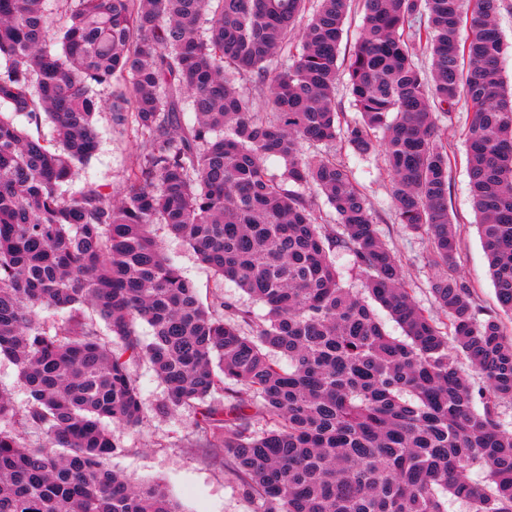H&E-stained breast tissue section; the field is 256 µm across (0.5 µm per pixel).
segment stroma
<instances>
[{"label":"stroma","mask_w":512,"mask_h":512,"mask_svg":"<svg viewBox=\"0 0 512 512\" xmlns=\"http://www.w3.org/2000/svg\"><path fill=\"white\" fill-rule=\"evenodd\" d=\"M469 112L458 104L452 122H440V135L448 148V209L460 240L458 273L476 290L486 309L497 307L488 262L479 237L476 216L466 171L465 128ZM99 148L91 160L81 166L68 185L69 194H77L93 186L110 193L119 190L127 169L139 153L133 132L115 133L109 113L97 118ZM337 157L348 160L354 176L374 203L383 239L400 255L406 265L407 283L417 304L432 309L430 282L435 271L426 260L425 240L397 224L389 196V177L380 156L366 159L352 157L345 142L330 148ZM155 235L167 258L195 286L204 304L233 300L248 303V296L235 283L222 279L199 261L193 250L167 228L156 226ZM250 303V302H249ZM143 403L142 418L137 426L112 430L116 448L107 459L110 469L123 473L132 483L154 481L166 485L183 512H258L238 475L225 466L222 454L202 447L195 432V409L183 408L161 417L156 405L166 389L149 363L139 360L131 364Z\"/></svg>","instance_id":"stroma-1"}]
</instances>
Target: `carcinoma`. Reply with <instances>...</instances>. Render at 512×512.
<instances>
[{
	"mask_svg": "<svg viewBox=\"0 0 512 512\" xmlns=\"http://www.w3.org/2000/svg\"><path fill=\"white\" fill-rule=\"evenodd\" d=\"M59 2L66 21L50 39L45 0H0V357L30 395L21 413L0 391V512H182L163 485L104 465L109 424L141 418L135 358L166 386L156 413L199 410L205 446L224 452L259 512H512L504 0H473L464 42V0H364L343 70L350 0ZM343 74L359 114L345 127ZM462 99L497 313L456 274L436 122L452 121ZM104 108L142 152L115 194L67 196L98 149ZM338 138L358 158L383 154L397 223L427 238L438 270L434 309L407 288L352 168L325 152ZM273 156L286 162L280 176L265 166ZM303 188L325 198L334 223ZM157 224L267 313L203 306L162 252ZM337 251L370 300L343 285ZM375 303L403 336L385 331ZM41 309L61 315L52 334ZM28 426L43 444L25 441L18 428Z\"/></svg>",
	"mask_w": 512,
	"mask_h": 512,
	"instance_id": "cac0c4a2",
	"label": "carcinoma"
}]
</instances>
